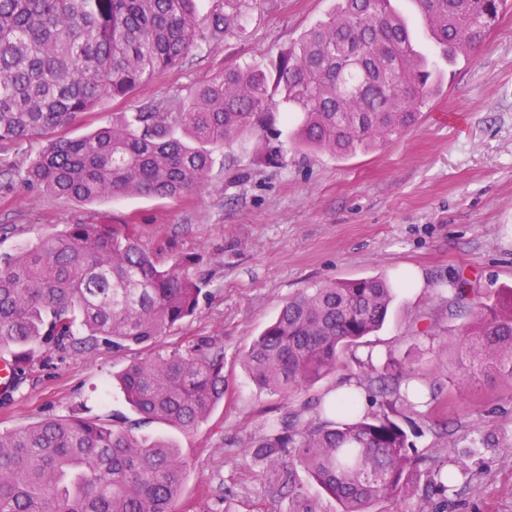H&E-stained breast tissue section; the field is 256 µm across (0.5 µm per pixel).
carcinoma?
I'll return each instance as SVG.
<instances>
[{
	"label": "carcinoma",
	"mask_w": 512,
	"mask_h": 512,
	"mask_svg": "<svg viewBox=\"0 0 512 512\" xmlns=\"http://www.w3.org/2000/svg\"><path fill=\"white\" fill-rule=\"evenodd\" d=\"M198 0H0V141L62 127L106 101L128 97L181 67L195 42L219 41L237 21L214 13L201 26ZM334 7L264 66L229 69L186 103L150 104L76 139H55L25 171L29 187L92 201L105 196L178 198L204 186L212 151L246 132L274 130L276 114L302 115L289 144L338 158L400 137L446 81L447 68L482 46L505 0H411L429 44L394 0H333ZM191 261L160 265L129 224H71L61 235L0 256V349L16 366L37 343L147 347L196 313L202 282ZM471 322L460 327L474 367L512 380V288L480 293L453 277ZM395 286L378 276L337 280L288 298L243 356L253 383L285 395L336 371L342 354L384 325ZM383 398L362 412L361 385L328 405L322 423L293 421L251 448L282 471L276 491L291 512H318L292 479L304 469L340 506H373L421 492L447 512L473 478L453 455L431 462L410 444L391 396L414 408L426 377L363 364ZM126 401L145 422L193 428L224 399V352L202 341L127 366ZM186 469L179 449L123 427L45 418L0 431V512H178Z\"/></svg>",
	"instance_id": "cac0c4a2"
}]
</instances>
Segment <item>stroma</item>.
Wrapping results in <instances>:
<instances>
[{"mask_svg":"<svg viewBox=\"0 0 512 512\" xmlns=\"http://www.w3.org/2000/svg\"><path fill=\"white\" fill-rule=\"evenodd\" d=\"M331 0H202L201 15H242L222 42L199 43L182 67L156 76L126 100L79 115L77 138L158 101H186L225 69L265 63L330 10ZM47 138L0 142V253L54 237L70 224H131L159 261L192 258L202 282L197 313L146 348L91 351L46 345L0 397V430L44 418L81 417L163 437L187 469L180 512H288L276 476L250 452L254 442L299 416L315 421L339 381L365 385V360H394L427 376L435 401L409 413L406 430L434 459L456 452L476 473L452 512H512V381L458 367L461 317L448 309L449 280L512 288V7L480 50L460 62L420 120L401 138L346 159L289 152L267 159L265 137L248 133L213 152L207 184L180 198L104 197L92 203L28 189L26 168ZM380 275L397 286L384 327L347 351L336 372L285 396L259 391L243 367L251 341L291 295L339 280ZM208 339L224 349V399L207 421L185 429L143 423L113 382L133 361ZM481 454L470 456L473 444Z\"/></svg>","mask_w":512,"mask_h":512,"instance_id":"1","label":"stroma"}]
</instances>
